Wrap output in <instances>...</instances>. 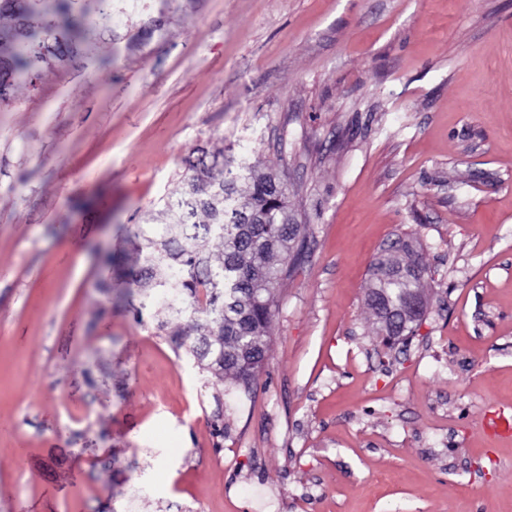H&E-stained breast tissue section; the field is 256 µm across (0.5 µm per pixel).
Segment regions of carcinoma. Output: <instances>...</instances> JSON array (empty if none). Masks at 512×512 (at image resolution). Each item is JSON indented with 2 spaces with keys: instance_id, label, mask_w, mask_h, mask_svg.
<instances>
[{
  "instance_id": "carcinoma-1",
  "label": "carcinoma",
  "mask_w": 512,
  "mask_h": 512,
  "mask_svg": "<svg viewBox=\"0 0 512 512\" xmlns=\"http://www.w3.org/2000/svg\"><path fill=\"white\" fill-rule=\"evenodd\" d=\"M82 0H0V14L14 20L0 29V103L14 82L64 60L67 37L83 26ZM189 190L164 201L140 224L132 277L144 298L159 303L169 319L158 330L177 358L202 374L245 389L255 382L271 343L276 291L302 261L307 225L296 222L277 174H258L244 159L206 155L187 160ZM173 221L161 223L170 213ZM222 242L217 253L211 240ZM429 268L404 237L392 240L371 266L364 303L380 330L388 310L412 293H426Z\"/></svg>"
}]
</instances>
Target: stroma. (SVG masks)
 I'll return each instance as SVG.
<instances>
[{"label": "stroma", "instance_id": "stroma-1", "mask_svg": "<svg viewBox=\"0 0 512 512\" xmlns=\"http://www.w3.org/2000/svg\"><path fill=\"white\" fill-rule=\"evenodd\" d=\"M0 105V512H512V0H84ZM287 183L303 261L250 393L135 313L133 233L196 149ZM433 275L380 357L369 270ZM106 317H99L101 306Z\"/></svg>", "mask_w": 512, "mask_h": 512}]
</instances>
